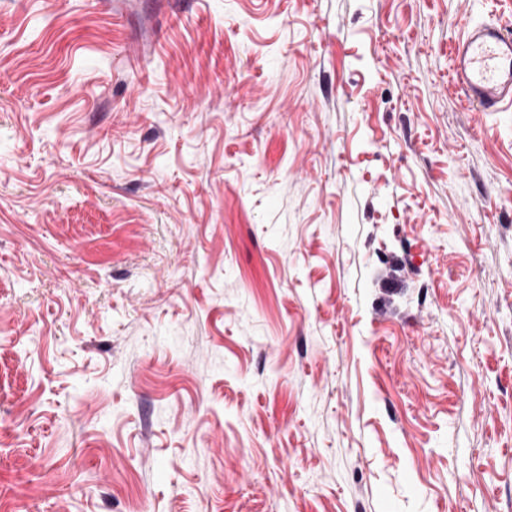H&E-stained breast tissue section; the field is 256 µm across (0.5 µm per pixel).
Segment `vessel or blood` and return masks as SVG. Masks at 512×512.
Listing matches in <instances>:
<instances>
[{"instance_id": "vessel-or-blood-1", "label": "vessel or blood", "mask_w": 512, "mask_h": 512, "mask_svg": "<svg viewBox=\"0 0 512 512\" xmlns=\"http://www.w3.org/2000/svg\"><path fill=\"white\" fill-rule=\"evenodd\" d=\"M450 83L476 111L512 108V29L468 26L452 53Z\"/></svg>"}]
</instances>
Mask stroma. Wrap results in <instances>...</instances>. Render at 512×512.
Instances as JSON below:
<instances>
[{"instance_id":"1","label":"stroma","mask_w":512,"mask_h":512,"mask_svg":"<svg viewBox=\"0 0 512 512\" xmlns=\"http://www.w3.org/2000/svg\"><path fill=\"white\" fill-rule=\"evenodd\" d=\"M512 0H0V512H512ZM451 85L477 112L512 107V31L494 23L469 25L452 53Z\"/></svg>"}]
</instances>
